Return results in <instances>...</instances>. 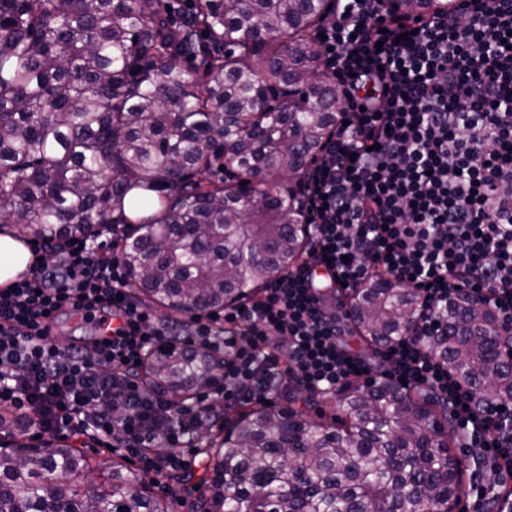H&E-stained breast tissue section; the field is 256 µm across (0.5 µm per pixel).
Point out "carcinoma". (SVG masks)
Instances as JSON below:
<instances>
[{"instance_id": "obj_1", "label": "carcinoma", "mask_w": 512, "mask_h": 512, "mask_svg": "<svg viewBox=\"0 0 512 512\" xmlns=\"http://www.w3.org/2000/svg\"><path fill=\"white\" fill-rule=\"evenodd\" d=\"M441 0H402L403 12ZM329 0H0V217L31 238H88L130 224L134 294L189 317L249 300L307 245L310 162L341 116L314 66ZM265 101V109L255 107ZM234 144L224 153V143ZM239 172L235 186L216 176ZM264 175L261 182L252 175ZM137 214L125 217L124 206ZM368 345L408 334L417 300L376 274L348 294ZM430 349L487 402H512L494 319L459 298ZM223 361L209 348L152 356L145 388L180 406ZM288 405L246 406L205 430L213 466L191 512H449L462 488L448 409L389 380L349 383L341 425ZM28 428L0 411V436ZM50 435L0 450V512H173L140 472L91 478Z\"/></svg>"}]
</instances>
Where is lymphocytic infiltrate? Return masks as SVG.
I'll list each match as a JSON object with an SVG mask.
<instances>
[{"mask_svg":"<svg viewBox=\"0 0 512 512\" xmlns=\"http://www.w3.org/2000/svg\"><path fill=\"white\" fill-rule=\"evenodd\" d=\"M315 37L318 71L342 102L306 188V256L253 300L158 324L134 300L121 243L32 240L28 271L0 288V405L43 433L94 434L172 475L200 422L270 403L293 387L334 392L358 378L407 383L448 407L472 450L466 512H504L512 403L480 401L428 346L458 297L512 327V0H461L454 13L394 14L384 0H334ZM383 273L419 304L418 329L371 365L340 347L350 313L329 295ZM117 319L111 336L63 345L51 323ZM213 349L224 368L181 409L145 391L140 364L173 345Z\"/></svg>","mask_w":512,"mask_h":512,"instance_id":"1","label":"lymphocytic infiltrate"}]
</instances>
